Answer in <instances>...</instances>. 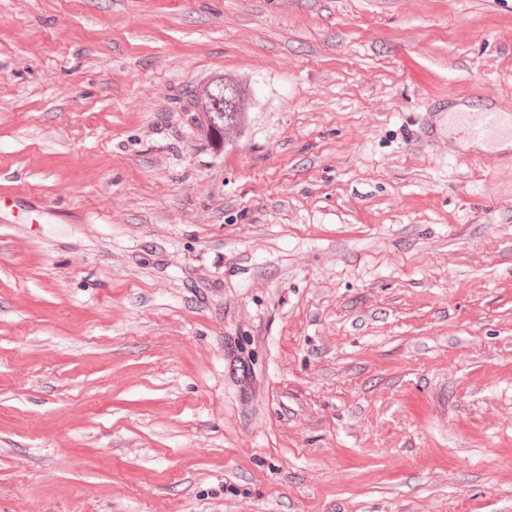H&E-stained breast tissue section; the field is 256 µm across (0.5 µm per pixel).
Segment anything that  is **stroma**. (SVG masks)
I'll return each mask as SVG.
<instances>
[{
    "instance_id": "stroma-1",
    "label": "stroma",
    "mask_w": 512,
    "mask_h": 512,
    "mask_svg": "<svg viewBox=\"0 0 512 512\" xmlns=\"http://www.w3.org/2000/svg\"><path fill=\"white\" fill-rule=\"evenodd\" d=\"M458 105L512 113V0H0V512H512ZM224 90L229 96L227 112ZM192 98L196 129L215 146L235 142L247 127L252 97L246 84L224 75L214 76L196 86Z\"/></svg>"
}]
</instances>
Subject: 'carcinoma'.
Instances as JSON below:
<instances>
[{"instance_id":"cac0c4a2","label":"carcinoma","mask_w":512,"mask_h":512,"mask_svg":"<svg viewBox=\"0 0 512 512\" xmlns=\"http://www.w3.org/2000/svg\"><path fill=\"white\" fill-rule=\"evenodd\" d=\"M192 98L196 129L212 144L233 143L247 127L252 97L242 82L214 76L195 87Z\"/></svg>"}]
</instances>
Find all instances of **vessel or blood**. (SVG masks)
Masks as SVG:
<instances>
[{
  "label": "vessel or blood",
  "instance_id": "b4317fda",
  "mask_svg": "<svg viewBox=\"0 0 512 512\" xmlns=\"http://www.w3.org/2000/svg\"><path fill=\"white\" fill-rule=\"evenodd\" d=\"M448 127L456 136L482 147L486 159L496 157L501 142L512 140V121H505L500 112H452L448 115Z\"/></svg>",
  "mask_w": 512,
  "mask_h": 512
}]
</instances>
